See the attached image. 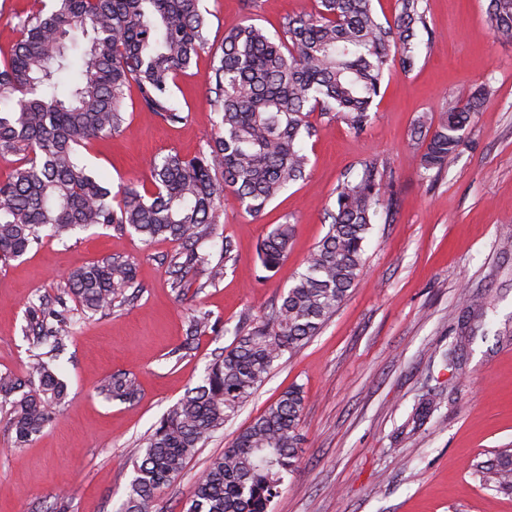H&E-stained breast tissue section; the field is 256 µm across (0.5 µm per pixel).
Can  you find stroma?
<instances>
[{"label":"stroma","instance_id":"1","mask_svg":"<svg viewBox=\"0 0 512 512\" xmlns=\"http://www.w3.org/2000/svg\"><path fill=\"white\" fill-rule=\"evenodd\" d=\"M486 0H425L432 41L415 68L386 73L362 135L322 112L309 116L306 176L259 217L225 193L222 222L199 251L222 259L224 278L178 298L168 261L176 242L151 243L98 226L67 241L43 237L19 259L0 264V373L23 375L37 347L29 311L65 297L74 268L115 256L136 268L134 300L89 318L74 315L57 360L68 388L65 406L30 444L18 447L10 407L0 404V512H114L134 475L132 451L214 358L236 328L261 315L292 285L325 236L327 209L345 171L377 159L395 188L389 221H377L364 267L348 299L320 333L276 364L267 381L199 448L182 476L165 488L159 512H180L210 458L291 386H301L303 443L299 464L271 512H512V494L483 483L481 462L512 448V43L496 41ZM314 0H202L210 47L179 77L174 96L186 122L169 126L126 102V130L94 140L83 157L111 185L149 184L151 157L204 150L218 122L209 88L225 32L254 23L270 35L287 15ZM490 93L463 133L456 157L436 180L424 179L410 139L415 118L438 113L461 89ZM294 226L287 258L265 270L257 250L282 222ZM483 304L484 326L461 338L468 297ZM207 313L203 335L187 338L193 311ZM460 350L459 372L444 367ZM114 372L140 388L132 403L96 393ZM429 413H421L423 404Z\"/></svg>","mask_w":512,"mask_h":512}]
</instances>
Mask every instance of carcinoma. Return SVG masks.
<instances>
[{
  "label": "carcinoma",
  "mask_w": 512,
  "mask_h": 512,
  "mask_svg": "<svg viewBox=\"0 0 512 512\" xmlns=\"http://www.w3.org/2000/svg\"><path fill=\"white\" fill-rule=\"evenodd\" d=\"M18 23L19 36L0 60V157L19 162L0 181V260L22 257L47 230L59 240L96 226L133 232L145 242L171 239V288L182 290L206 265L199 243L220 223L224 192L232 191L255 216L305 176L303 141L315 135L308 122L319 110L333 114L357 135L372 122L385 71H411L418 60V31L428 30L424 0H396L393 21L382 22L372 0H316L311 13L289 16L284 37L254 23L224 35L210 87L220 115L208 150L192 158L177 153L150 162L152 189L129 183L112 191L84 163L79 149L124 130V102L136 89L142 107L169 125L187 119L174 97L178 77L209 45L200 0H55ZM495 38L512 41V0H488ZM92 32L79 65L65 39ZM489 94L485 86L448 99L439 117L415 120L411 139L419 165L432 179L448 168L462 131ZM394 199L377 160L360 163L336 190L327 211L329 229L304 261V271L248 330L208 367L201 383L174 405L144 439L134 477L116 512H157L158 494L178 478L198 445L224 428L267 379L274 364L322 328L349 297L364 266V245L377 218L393 212ZM293 226L276 225L261 242L262 266L288 256ZM208 266L206 284L224 276L232 259ZM69 294L84 313L112 310L136 288L135 267L107 257L69 273ZM33 343L68 336L69 318L53 308L33 311ZM106 400L132 402L135 381L122 372L97 388ZM66 384L53 361L35 355L26 374H0V400L10 404L14 443L33 441L65 403ZM304 396L288 388L213 457L180 512H268L284 475L297 468L303 441ZM490 486L512 489V449L481 466Z\"/></svg>",
  "instance_id": "carcinoma-1"
}]
</instances>
